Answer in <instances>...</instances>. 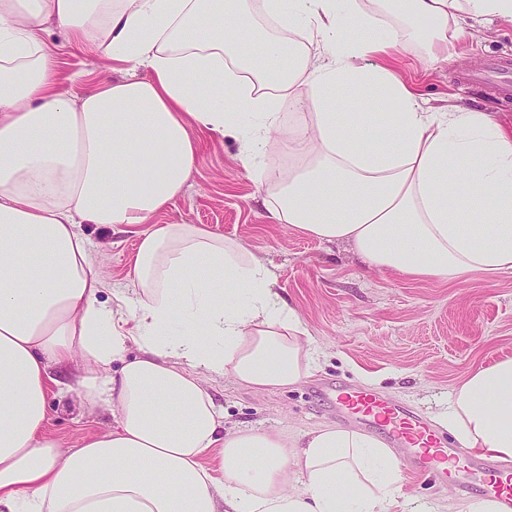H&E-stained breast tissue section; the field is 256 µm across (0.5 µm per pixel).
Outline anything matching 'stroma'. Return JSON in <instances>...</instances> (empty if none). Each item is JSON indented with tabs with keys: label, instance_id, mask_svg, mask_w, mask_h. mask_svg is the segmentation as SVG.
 I'll list each match as a JSON object with an SVG mask.
<instances>
[{
	"label": "stroma",
	"instance_id": "35a3bbf8",
	"mask_svg": "<svg viewBox=\"0 0 512 512\" xmlns=\"http://www.w3.org/2000/svg\"><path fill=\"white\" fill-rule=\"evenodd\" d=\"M62 49L57 72L71 94L81 95L98 80L118 77L111 61L94 50L66 52L59 29L48 34ZM512 58V25L475 24L458 56L425 68L423 51H401L397 70L414 86L424 112L457 104L493 114L512 132V104H495L494 93L473 87L465 75L489 57ZM265 193L240 158L231 135L206 137L196 170L183 192L153 218L157 224H196L239 242L272 273L283 298L298 310L308 345L323 357L313 375L287 390L255 391L233 378L213 377L209 392L227 424L274 431L287 438L336 423L334 395L322 385L367 387L431 418L436 402L446 400L478 363L512 356V274L488 279L473 274L464 282L413 281L368 268L346 245L321 242L273 223ZM105 289L131 291L127 273L134 263L136 234L119 227L85 225ZM46 432L63 447L75 448L110 426L112 415L90 409L69 388L71 374L53 370ZM402 491L426 512H456L465 498L456 489L403 471Z\"/></svg>",
	"mask_w": 512,
	"mask_h": 512
}]
</instances>
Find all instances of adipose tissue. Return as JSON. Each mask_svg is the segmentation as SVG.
<instances>
[{"label":"adipose tissue","instance_id":"obj_1","mask_svg":"<svg viewBox=\"0 0 512 512\" xmlns=\"http://www.w3.org/2000/svg\"><path fill=\"white\" fill-rule=\"evenodd\" d=\"M479 18L512 24V0H0V512H420L376 436L226 425L206 380L296 386L314 365L305 329L240 243L151 218L190 178L199 132L237 134L251 164L282 96L305 163L254 172L276 223L411 279L512 274V134L456 104L420 111L387 64L415 42L446 61ZM53 26L125 76L71 95ZM333 86L392 109L337 111ZM87 224L143 225L132 294L100 300ZM53 366L112 414L77 448L44 434ZM437 420L512 458V357L472 368Z\"/></svg>","mask_w":512,"mask_h":512}]
</instances>
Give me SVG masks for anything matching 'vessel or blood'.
Segmentation results:
<instances>
[{
    "mask_svg": "<svg viewBox=\"0 0 512 512\" xmlns=\"http://www.w3.org/2000/svg\"><path fill=\"white\" fill-rule=\"evenodd\" d=\"M470 81L493 86L496 95L512 98V61L496 58L469 73ZM338 416L353 425H376L391 447L404 451L403 461L412 472L426 475L442 486L470 490L512 507V467L491 456L459 453L455 445L435 431L419 414L370 390L337 392Z\"/></svg>",
    "mask_w": 512,
    "mask_h": 512,
    "instance_id": "obj_1",
    "label": "vessel or blood"
}]
</instances>
